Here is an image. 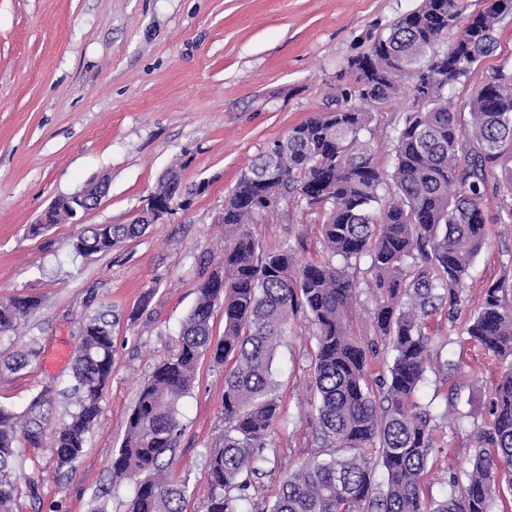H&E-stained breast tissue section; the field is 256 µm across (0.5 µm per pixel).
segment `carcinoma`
<instances>
[{
	"label": "carcinoma",
	"mask_w": 512,
	"mask_h": 512,
	"mask_svg": "<svg viewBox=\"0 0 512 512\" xmlns=\"http://www.w3.org/2000/svg\"><path fill=\"white\" fill-rule=\"evenodd\" d=\"M512 0L463 17V0H422L367 51L348 60L335 111L293 126L242 172L224 204V258L198 286V299L179 333V346L139 391L113 453L115 481L134 483L130 512H184L186 487L165 477L164 457L179 431L177 402L196 378L199 360L227 358L222 448L209 457V493L203 512H239L236 502L263 475L268 457L259 452L280 421L273 396V362L296 308L315 326L314 380L321 435L328 457L305 462L283 482L270 512H491L503 488L512 492V368L493 386L490 429L480 436L468 484L450 483L445 497L428 507L420 481L432 448L428 409L413 410L430 361L429 317L459 290L487 237L484 197L488 174L504 147L512 146V70L499 68L466 103L461 122L448 91L472 66L493 52L501 20ZM461 27L452 47L438 49L442 34ZM410 86L412 106L396 130L392 171H382L363 139L373 111ZM180 175L169 170L156 192L180 194ZM294 195L324 214L321 233L328 260L298 266L288 245L261 251L249 229L273 211L265 200ZM495 220L512 224V169L496 184ZM33 224L39 235L69 222L58 201ZM152 218L129 224H96L72 243L88 257L107 253L139 236ZM368 256V287L380 303L376 328L393 352L380 400L367 386L368 345L352 336L348 317L358 290L352 261ZM338 257L343 264L336 265ZM413 264H408V259ZM39 306L36 296L0 301V336ZM224 310V335L212 341L215 307ZM466 332L494 356L512 357V304L500 289L486 291ZM112 375V322L101 313L80 327L74 360L75 409L53 432L50 447L61 471L83 452L86 434L100 414ZM51 391H41L26 413L0 407V512H14L18 487L14 458L18 437L42 443ZM383 469L376 491L375 469Z\"/></svg>",
	"instance_id": "obj_1"
}]
</instances>
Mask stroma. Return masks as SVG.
<instances>
[{
    "mask_svg": "<svg viewBox=\"0 0 512 512\" xmlns=\"http://www.w3.org/2000/svg\"><path fill=\"white\" fill-rule=\"evenodd\" d=\"M420 0H0V298L34 295L40 305L0 338V363L28 349L26 368L0 371V406L23 413L42 390L55 393L46 429L73 408L72 366L79 328L108 313L112 375L97 423L72 469L20 443L21 512H126L133 486L113 481L108 463L122 442L138 391L172 356L197 286L221 264L224 202L238 177L294 125L331 106L348 59L370 36ZM494 51L451 91L464 105L498 68H512V16ZM412 98L401 93L374 113L366 134L383 170ZM180 171L182 185L207 182L190 206L149 225L106 254L75 255L92 224H126L159 177ZM107 179L99 205L78 224L28 233L58 197ZM322 217L296 198L281 201L251 230L261 250L291 245L297 264L323 258ZM360 286L350 314L353 336L376 342L368 358L370 392L391 355L376 341L378 300ZM512 296V224L492 223L464 279L461 304L430 320V364L418 406H431L433 447L421 487L441 499L449 480L468 483L476 436L488 429L496 377L512 361L488 353L466 333L486 289ZM315 328L305 310L291 317L274 361L283 417L268 439L265 473L250 487L249 512H269L289 474L327 451L317 425L312 356ZM224 367L201 357L190 393L178 403L182 433L168 466L186 487L185 512H201L208 458L224 434Z\"/></svg>",
    "mask_w": 512,
    "mask_h": 512,
    "instance_id": "35a3bbf8",
    "label": "stroma"
}]
</instances>
